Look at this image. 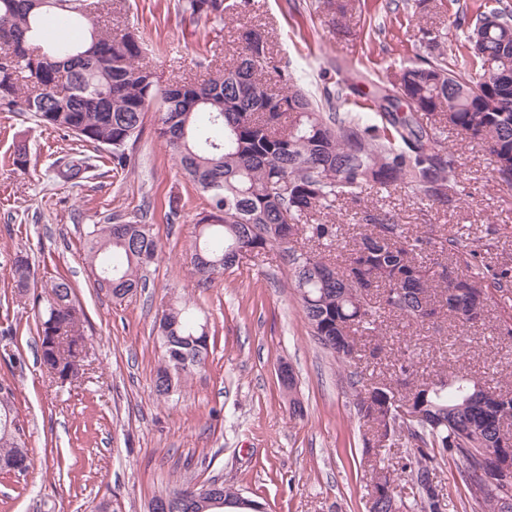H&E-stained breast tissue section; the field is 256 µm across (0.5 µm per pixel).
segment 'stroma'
<instances>
[{
    "label": "stroma",
    "mask_w": 512,
    "mask_h": 512,
    "mask_svg": "<svg viewBox=\"0 0 512 512\" xmlns=\"http://www.w3.org/2000/svg\"><path fill=\"white\" fill-rule=\"evenodd\" d=\"M483 2L512 10V0H377L361 10L343 0L335 18L327 0H250L247 12L219 26L194 24L182 0H108L100 25H128L145 44L143 59L160 84L197 81L230 62L239 22L269 33V48L313 99L337 98L341 111L367 112L374 86L394 88L415 56L454 66L464 42L448 19ZM25 145L28 164L14 161ZM446 145L458 159L462 199L441 210L403 192L365 195L368 208L398 214L409 232L463 236L479 245L490 270H512V190L497 185L490 157L457 130ZM78 149L71 138L32 117L0 112V379L15 386V406L32 450L27 474H0V512H95L116 501L122 512H147L175 482L218 480L262 502L266 512H366L372 466L398 456L364 453L367 428L354 407L351 372L381 373L397 347L413 351L419 372L464 360L491 385L512 388V288L489 291L481 323L467 329L437 320L423 326L388 322L380 358L338 361L312 336L278 251L240 259L199 286L191 271L194 222L204 199L179 174L170 149L146 128L135 161L113 172L93 156L78 185L55 180ZM178 202V219L168 216ZM145 220L159 244L144 266V288L113 299L97 288L85 262L92 225ZM28 253L35 279L18 295L16 253ZM74 286L83 310L88 365L58 379L41 360L33 297L50 278ZM193 304L210 330L209 354L165 400L152 394L161 353L156 316L169 301ZM20 364L10 363V355ZM288 364L296 387L286 391L278 368Z\"/></svg>",
    "instance_id": "obj_1"
}]
</instances>
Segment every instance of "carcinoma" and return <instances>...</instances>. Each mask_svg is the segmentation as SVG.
<instances>
[{
  "instance_id": "cac0c4a2",
  "label": "carcinoma",
  "mask_w": 512,
  "mask_h": 512,
  "mask_svg": "<svg viewBox=\"0 0 512 512\" xmlns=\"http://www.w3.org/2000/svg\"><path fill=\"white\" fill-rule=\"evenodd\" d=\"M250 0H184L194 22H222ZM467 36L457 70L419 58L404 66L395 94L376 92L371 106L386 126L323 108L297 86L268 49L265 31L237 29V58L200 83L159 84L141 62L143 42L120 27L99 28L87 0H0V111L25 112L39 125L74 136L108 153L112 169L132 164L148 113L155 133L174 152L182 175L206 200L195 222L191 264L198 284L233 267L246 254L279 249L312 335L343 362L361 358V341L379 337L391 317L422 324L441 314L465 328L468 315L485 310L494 288H512V270H481L479 251L453 236L435 239L405 231L380 209L353 239L345 264L296 246L303 237L318 248L340 244L341 225L324 220L344 199L407 190L433 205L458 201L455 160L444 146L452 128L491 157L497 182L512 188V12L494 8L463 19ZM430 119L426 124L421 117ZM82 158L56 170L76 184ZM158 253L150 225L125 231L95 224L87 232L85 259L95 282L116 299L144 287L139 271ZM29 257L12 262L18 293L29 290ZM44 364L67 380L87 356L74 287L65 278L34 300ZM163 348L153 393L167 398L182 377L204 363L208 326L187 301L172 302L158 318ZM356 413L364 421L390 414L388 446L405 440V454L372 468L371 480L392 486L379 512H446L434 471L451 459L466 488L467 512H512V481L492 467L501 451L502 419L512 417V390L493 387L460 367L418 378L413 352L398 353L389 376L364 382L353 374ZM414 401L425 419L407 421L402 402ZM15 407L14 389L0 380V472L30 467ZM410 484L412 502L397 492ZM206 490L192 512H259L254 500L222 483L181 484L167 496Z\"/></svg>"
}]
</instances>
